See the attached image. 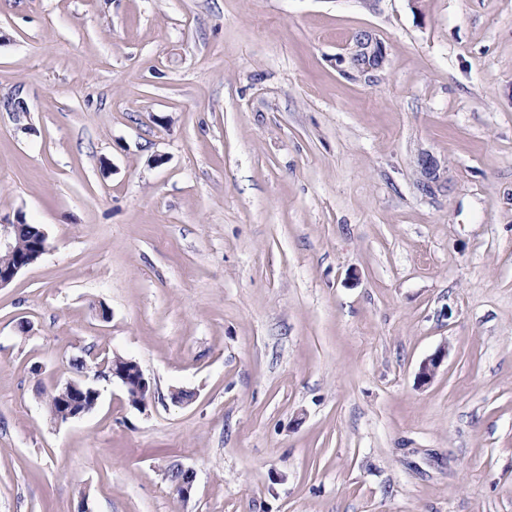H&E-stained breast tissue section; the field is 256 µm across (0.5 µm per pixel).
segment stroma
Masks as SVG:
<instances>
[{"label": "stroma", "mask_w": 512, "mask_h": 512, "mask_svg": "<svg viewBox=\"0 0 512 512\" xmlns=\"http://www.w3.org/2000/svg\"><path fill=\"white\" fill-rule=\"evenodd\" d=\"M0 222V512H512V0H0ZM356 53L353 61L365 67H382L385 62V52L378 42H374L368 34H361L356 39ZM368 60V63H367ZM369 60L371 65L369 64ZM366 61V62H364ZM0 224V254L5 253L9 256L19 252L22 248L19 243L20 239L24 249H28L29 245L37 242L42 236L41 230L34 224ZM21 227V228H20ZM43 241L36 246V251L30 259H19L15 264L5 254L0 255V266L13 264L11 266L0 268V288L9 285L23 270L36 263L48 250L47 237L43 232ZM446 357H448V348L443 347L426 358L420 366L418 384L426 385L431 383ZM111 366L108 381L118 383L126 396L128 403L134 407H141L145 404L147 393L150 392V381L146 378L140 365L133 359L122 358L115 355V358L107 359ZM54 390L57 394L54 391L48 394L46 406L50 416L52 415L53 418L62 410L55 419L57 423H63L62 420L67 423L87 415L88 409H86L85 403L90 407L88 413L92 412L98 405L92 407L94 401L98 403L101 396L100 389L96 388L93 382L88 381L86 377L77 380H67L64 383L58 384ZM88 396L94 398V400L86 401Z\"/></svg>", "instance_id": "obj_1"}]
</instances>
